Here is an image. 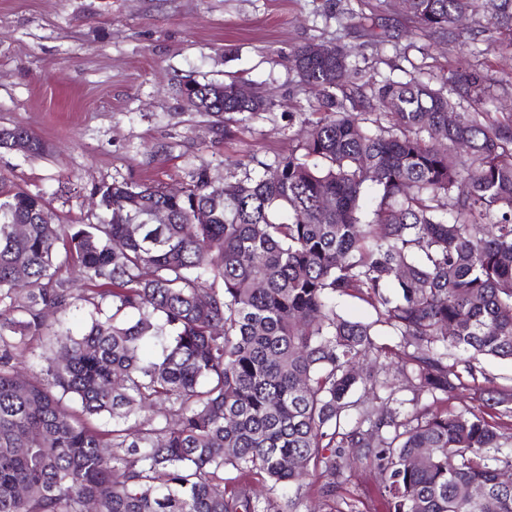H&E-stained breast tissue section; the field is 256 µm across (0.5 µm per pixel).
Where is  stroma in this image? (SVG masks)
Segmentation results:
<instances>
[{
    "mask_svg": "<svg viewBox=\"0 0 512 512\" xmlns=\"http://www.w3.org/2000/svg\"><path fill=\"white\" fill-rule=\"evenodd\" d=\"M466 26L426 55L401 0H0V127L26 126L47 147L0 149V183L43 196L54 223L88 224L103 182L179 190L201 168L216 184L261 171L296 145L308 96L288 56L313 41L353 48L363 81L416 68L427 79L467 57L500 111L512 110V52L486 24ZM230 75L275 105L227 141L179 86ZM457 359L478 386L512 387V362ZM348 473L342 496L356 512H381L372 462L351 459Z\"/></svg>",
    "mask_w": 512,
    "mask_h": 512,
    "instance_id": "stroma-1",
    "label": "stroma"
}]
</instances>
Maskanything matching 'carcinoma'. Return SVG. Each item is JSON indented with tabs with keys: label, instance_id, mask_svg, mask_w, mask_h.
Returning <instances> with one entry per match:
<instances>
[{
	"label": "carcinoma",
	"instance_id": "cac0c4a2",
	"mask_svg": "<svg viewBox=\"0 0 512 512\" xmlns=\"http://www.w3.org/2000/svg\"><path fill=\"white\" fill-rule=\"evenodd\" d=\"M406 9L430 40L481 14L512 47V0ZM314 45L288 56L311 99L271 174L216 186L202 169L178 196L101 183L105 217L89 224H54L43 197L0 185V512H296L251 484L319 466L333 512H355L337 495L355 453L375 465L382 512H512V424L416 408L470 387L448 349L512 360V114L468 63L436 86L359 84L350 49ZM237 84L199 81L190 100L226 140L274 106ZM17 139L45 151L25 126L0 129L1 149ZM345 297L376 319L338 314ZM80 302L97 310L82 334L47 324ZM378 324L399 337L400 388L383 378Z\"/></svg>",
	"mask_w": 512,
	"mask_h": 512
}]
</instances>
